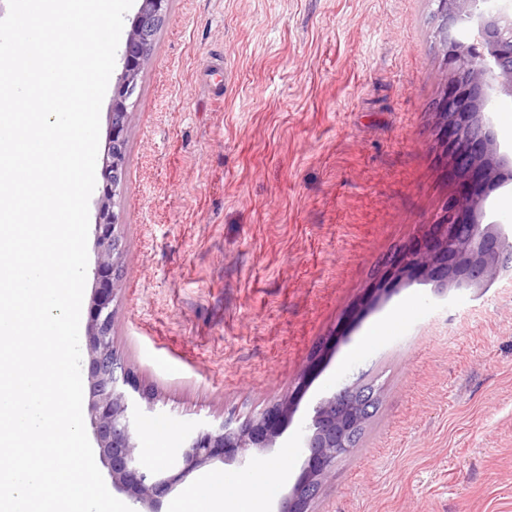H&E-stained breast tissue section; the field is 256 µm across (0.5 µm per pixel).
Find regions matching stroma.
<instances>
[{"mask_svg":"<svg viewBox=\"0 0 512 512\" xmlns=\"http://www.w3.org/2000/svg\"><path fill=\"white\" fill-rule=\"evenodd\" d=\"M435 0H168L128 116L115 199L117 352L157 396L150 463L192 429L291 397L275 448L206 476L270 495L295 482L312 408L362 380L382 404L311 512H512V269L382 298L461 184L435 133L448 70ZM512 243V180L477 213ZM390 322L378 338L371 330Z\"/></svg>","mask_w":512,"mask_h":512,"instance_id":"stroma-1","label":"stroma"}]
</instances>
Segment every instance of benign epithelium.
<instances>
[{"label":"benign epithelium","mask_w":512,"mask_h":512,"mask_svg":"<svg viewBox=\"0 0 512 512\" xmlns=\"http://www.w3.org/2000/svg\"><path fill=\"white\" fill-rule=\"evenodd\" d=\"M167 2L142 0L113 91L108 159L101 170L102 199L95 222L96 288L88 331L91 425L100 455L112 485L148 506L147 512H161V498L190 471L215 459L244 464L251 461L252 451L274 448L291 410L277 402L244 421L230 413L219 425L186 436L182 447L162 463L147 466L143 461L137 435L140 402L152 410L154 398L114 351L113 302L121 249L114 198L124 182L128 109L138 76L151 59V36L165 21ZM440 5L448 29L443 40L448 91L437 107V136L447 143L449 162L467 191L448 201L425 242L389 263L387 277L395 284L417 271L428 272L442 294L452 286L480 287L499 267L512 264V249L503 245L493 225L476 218L487 192L504 181L506 160L485 107L493 90L512 98V5L494 0H440ZM465 20L476 22L470 36H452L451 29ZM367 402L364 386L348 382L314 405L300 442L305 455L301 473L274 512H310L336 460L351 451L347 442Z\"/></svg>","instance_id":"benign-epithelium-1"}]
</instances>
